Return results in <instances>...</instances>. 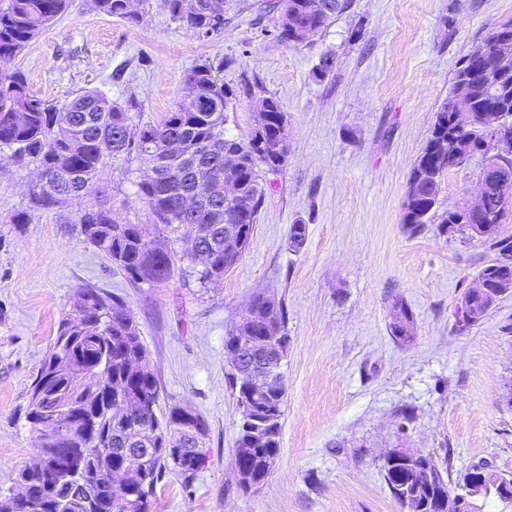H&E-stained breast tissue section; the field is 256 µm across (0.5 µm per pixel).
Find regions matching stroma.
Returning a JSON list of instances; mask_svg holds the SVG:
<instances>
[{
    "label": "stroma",
    "mask_w": 512,
    "mask_h": 512,
    "mask_svg": "<svg viewBox=\"0 0 512 512\" xmlns=\"http://www.w3.org/2000/svg\"><path fill=\"white\" fill-rule=\"evenodd\" d=\"M229 15L207 39L160 6L140 24L70 6L13 60L37 98L57 101L85 88L115 100L135 92L140 120L173 110L188 72L223 65L233 96L227 135L245 138L256 102L246 86L274 96L286 116L284 165L266 188L250 243L223 282L206 288L176 277L133 285L62 211L25 210L35 167L0 169V490L29 463L35 433L29 387L79 288L91 285L134 315L159 380L160 411L199 415L208 434L191 482L172 471L158 481L149 512H403L383 470L399 444L432 456L450 489L483 464L512 478V293L477 324L457 311L478 273L499 252L462 228L403 226L411 167L452 90L462 58L512 20V0H346L310 44L281 41L263 0ZM333 67L320 73L324 57ZM486 164L475 155L444 174L437 215L472 202ZM125 161L99 184L122 224L150 217ZM307 227L301 249L290 228ZM287 309L286 388L278 459L259 486L239 484V413L227 333L253 296ZM413 314V343L389 331L393 304Z\"/></svg>",
    "instance_id": "35a3bbf8"
}]
</instances>
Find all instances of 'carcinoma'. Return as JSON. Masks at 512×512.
Returning <instances> with one entry per match:
<instances>
[{
    "label": "carcinoma",
    "instance_id": "cac0c4a2",
    "mask_svg": "<svg viewBox=\"0 0 512 512\" xmlns=\"http://www.w3.org/2000/svg\"><path fill=\"white\" fill-rule=\"evenodd\" d=\"M126 0H94L101 13L140 22L141 13L125 8ZM241 0H162L169 18L209 38L224 31L226 14ZM70 0H0V149L17 166L35 165L44 179L29 191L28 210L17 213L13 224L28 223L30 212L52 210L69 200L79 208L65 217L78 224L85 239L124 271L133 284L157 286L179 274L193 277L205 287L224 280L244 251L230 250L225 217L239 213L233 227L248 246L265 196L262 169L282 166L287 147L281 132L286 116L273 96L259 98L267 113L248 141L224 136V112L231 93L220 69L196 65L187 75L182 102L155 124L136 122L140 112L135 93L118 102L100 90L87 89L62 101L31 95L25 77L9 65L32 40L64 14ZM275 29L288 44H310L344 9L343 0H275ZM512 42V22L500 25L482 46L462 59L448 101L437 113L431 135L415 159L403 202L402 224L416 234L431 223L444 173L489 150L491 134L486 117H512V63L502 65L498 43ZM464 95L468 110L461 114L454 100ZM110 159L132 160L144 169L135 182L136 196L147 207L156 231L145 241L142 224H120L113 217L106 190L96 186L99 173ZM238 182L239 195L224 197V181ZM512 191V161L488 164L481 191L495 209L501 189ZM512 212L495 213V223L485 240L499 248L501 257L490 261L478 278L488 286L508 288L512 282V242L497 239L500 224ZM87 299L63 317L43 364L29 389L27 417L37 432L32 464L21 469L19 485L35 494L29 512H149V499L163 470L176 471L185 482L193 480L202 462L207 428L199 421L195 433L185 429L180 408L173 406L158 417V383L147 368L148 350L139 327L123 305L94 288ZM399 321L389 325L400 343L416 336L414 317L401 300L396 302ZM489 312L478 291H468L459 310L465 326L479 322ZM286 311L282 303L258 296L237 325L238 335L259 343L282 333ZM281 363H268L273 382L262 390L250 383L247 366L232 379L241 422L238 447L248 445L249 418L264 420L270 439L237 455L240 484L251 488L269 473L268 460L281 448L285 388ZM70 413L80 420L56 435L71 448H84L83 472L74 476L59 465L54 435L46 420ZM182 445L186 455L173 458L168 449ZM126 448H151L138 461ZM122 467L134 496L121 505L113 486V471ZM425 455L416 468L390 467L388 481L405 487L409 500H427L438 486L429 481Z\"/></svg>",
    "mask_w": 512,
    "mask_h": 512
}]
</instances>
